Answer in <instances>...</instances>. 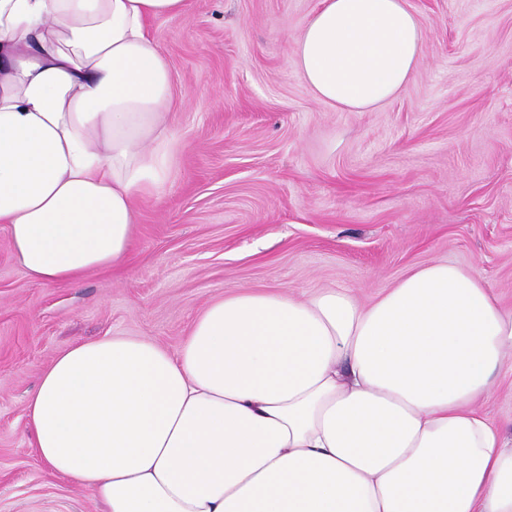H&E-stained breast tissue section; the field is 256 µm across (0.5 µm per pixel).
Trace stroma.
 Returning <instances> with one entry per match:
<instances>
[{
  "label": "stroma",
  "instance_id": "stroma-1",
  "mask_svg": "<svg viewBox=\"0 0 512 512\" xmlns=\"http://www.w3.org/2000/svg\"><path fill=\"white\" fill-rule=\"evenodd\" d=\"M318 0H190L154 29L173 75L164 192L135 205L124 263L28 278L0 231V512H104L50 476L26 425L70 347L146 336L176 350L224 293L350 290L413 268L480 271L512 309V0H408L422 59L388 103L319 101L287 58Z\"/></svg>",
  "mask_w": 512,
  "mask_h": 512
}]
</instances>
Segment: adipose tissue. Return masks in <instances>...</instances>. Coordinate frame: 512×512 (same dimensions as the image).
<instances>
[{"label": "adipose tissue", "instance_id": "1", "mask_svg": "<svg viewBox=\"0 0 512 512\" xmlns=\"http://www.w3.org/2000/svg\"><path fill=\"white\" fill-rule=\"evenodd\" d=\"M189 0H0V228L35 281L127 256L169 177L172 73L152 30ZM423 54L407 0H320L289 61L321 102L395 97ZM512 310L480 272L409 271L370 303L324 288L210 303L177 352L76 345L27 425L106 512H512V439L480 406Z\"/></svg>", "mask_w": 512, "mask_h": 512}]
</instances>
